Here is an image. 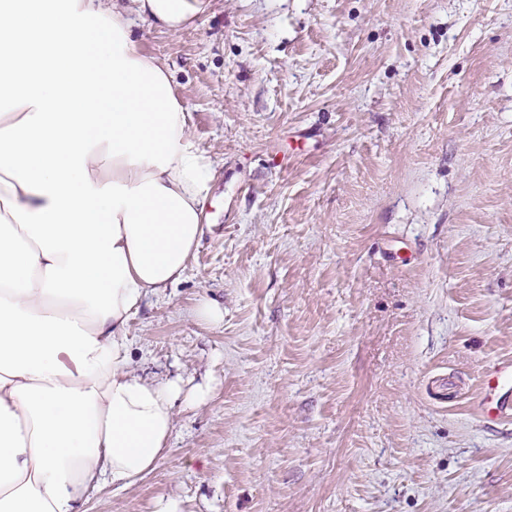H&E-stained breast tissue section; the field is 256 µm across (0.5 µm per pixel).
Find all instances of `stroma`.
<instances>
[{
    "instance_id": "stroma-1",
    "label": "stroma",
    "mask_w": 512,
    "mask_h": 512,
    "mask_svg": "<svg viewBox=\"0 0 512 512\" xmlns=\"http://www.w3.org/2000/svg\"><path fill=\"white\" fill-rule=\"evenodd\" d=\"M132 30L211 162L210 229L133 359L210 391L88 512H512V419L474 411L512 358V0H211ZM193 317L207 327L216 328L224 321L222 309L213 301L202 298L193 309ZM508 382L512 383V358L497 360L487 366L475 402L478 415L486 423H495L510 409L496 394L499 387Z\"/></svg>"
}]
</instances>
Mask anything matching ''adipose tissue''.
<instances>
[{"mask_svg":"<svg viewBox=\"0 0 512 512\" xmlns=\"http://www.w3.org/2000/svg\"><path fill=\"white\" fill-rule=\"evenodd\" d=\"M210 0H0V512H85L154 471L176 381L128 326L207 227L211 164L134 18L177 33Z\"/></svg>","mask_w":512,"mask_h":512,"instance_id":"1","label":"adipose tissue"}]
</instances>
